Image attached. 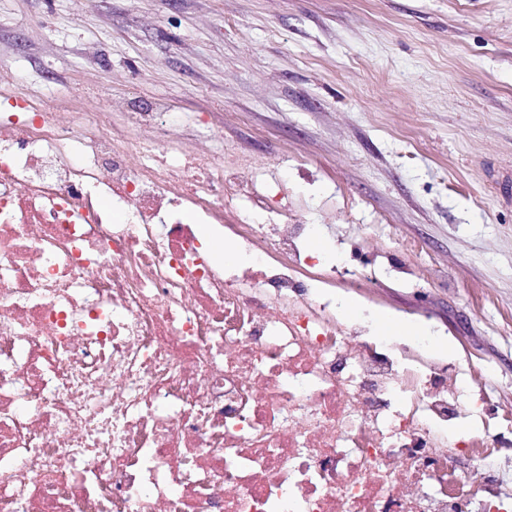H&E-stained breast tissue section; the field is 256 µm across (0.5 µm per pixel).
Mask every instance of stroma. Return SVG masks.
Wrapping results in <instances>:
<instances>
[{"label":"stroma","mask_w":512,"mask_h":512,"mask_svg":"<svg viewBox=\"0 0 512 512\" xmlns=\"http://www.w3.org/2000/svg\"><path fill=\"white\" fill-rule=\"evenodd\" d=\"M0 69L36 102L169 104L168 140L234 144L329 245L378 265L375 317L512 415V0H0ZM447 350H438V343Z\"/></svg>","instance_id":"stroma-1"}]
</instances>
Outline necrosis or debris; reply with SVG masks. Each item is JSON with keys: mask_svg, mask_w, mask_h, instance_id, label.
<instances>
[{"mask_svg": "<svg viewBox=\"0 0 512 512\" xmlns=\"http://www.w3.org/2000/svg\"><path fill=\"white\" fill-rule=\"evenodd\" d=\"M0 122V512H499L468 377L378 352L167 102ZM139 167L128 164L131 151ZM193 211L197 224L185 221ZM215 225L254 255L224 267ZM479 421L449 437L461 416Z\"/></svg>", "mask_w": 512, "mask_h": 512, "instance_id": "obj_1", "label": "necrosis or debris"}]
</instances>
